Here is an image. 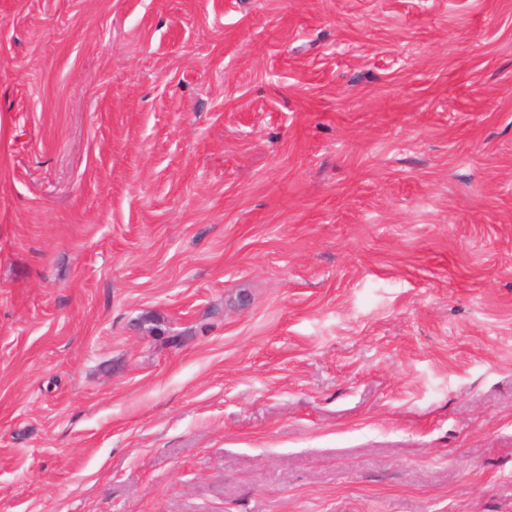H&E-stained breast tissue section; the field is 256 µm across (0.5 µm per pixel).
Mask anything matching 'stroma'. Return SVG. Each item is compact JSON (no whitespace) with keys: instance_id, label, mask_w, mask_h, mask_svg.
Returning a JSON list of instances; mask_svg holds the SVG:
<instances>
[{"instance_id":"35a3bbf8","label":"stroma","mask_w":512,"mask_h":512,"mask_svg":"<svg viewBox=\"0 0 512 512\" xmlns=\"http://www.w3.org/2000/svg\"><path fill=\"white\" fill-rule=\"evenodd\" d=\"M0 512H512V0H0Z\"/></svg>"}]
</instances>
